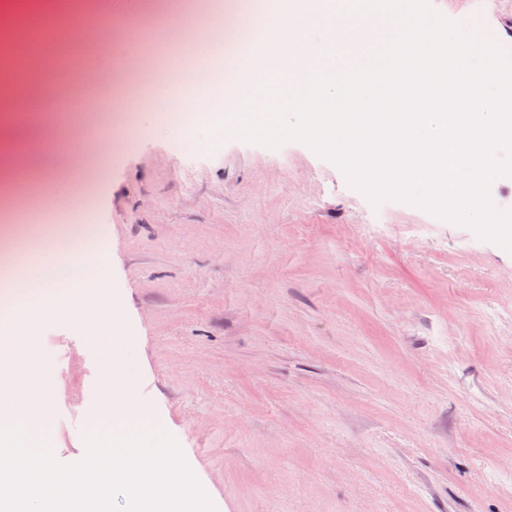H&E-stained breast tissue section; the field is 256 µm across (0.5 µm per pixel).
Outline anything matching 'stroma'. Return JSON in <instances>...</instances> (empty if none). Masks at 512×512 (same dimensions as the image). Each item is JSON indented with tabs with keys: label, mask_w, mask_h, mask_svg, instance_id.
<instances>
[{
	"label": "stroma",
	"mask_w": 512,
	"mask_h": 512,
	"mask_svg": "<svg viewBox=\"0 0 512 512\" xmlns=\"http://www.w3.org/2000/svg\"><path fill=\"white\" fill-rule=\"evenodd\" d=\"M147 57L180 45L172 15L128 20L91 0ZM501 45L512 0H427ZM45 69L19 102L45 130L30 168L92 126L125 148L96 181L101 270L126 305L136 397L217 512H512V250L417 205L372 204L307 143L270 146L204 123L180 133L114 119L103 89L48 110ZM82 175L44 181L24 223L75 225ZM57 392L50 452L81 462L101 399V349L44 328Z\"/></svg>",
	"instance_id": "35a3bbf8"
}]
</instances>
